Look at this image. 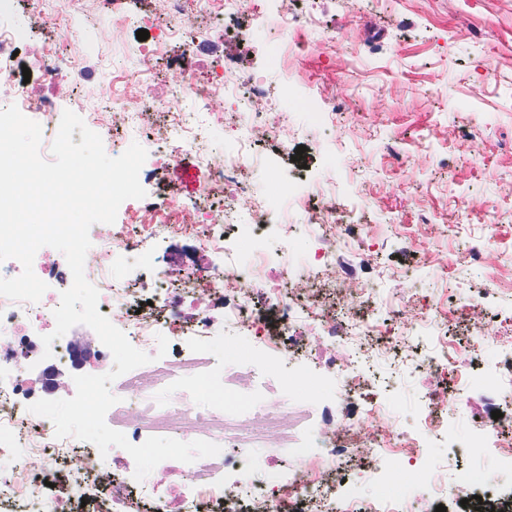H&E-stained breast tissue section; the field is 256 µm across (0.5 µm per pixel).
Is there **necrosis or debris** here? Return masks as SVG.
Listing matches in <instances>:
<instances>
[{
    "mask_svg": "<svg viewBox=\"0 0 512 512\" xmlns=\"http://www.w3.org/2000/svg\"><path fill=\"white\" fill-rule=\"evenodd\" d=\"M262 6L263 0H155L165 23L146 55H165L174 44L184 47L167 67L169 89L158 102L159 113L144 108L152 83L138 75L116 85L111 102L82 115L85 124L98 131L147 129L159 149L152 174L155 194L142 199L129 223L103 225L102 249L88 253L85 260V275L99 291V313L134 347L154 357L111 384L119 401L111 409L110 426L134 444L156 436L220 446L213 457L191 463L166 460L156 467L159 479L172 480L179 512H433L451 492L463 499L478 492L492 495L500 477L482 470L462 472L455 490H447L439 478L441 465L429 459L422 441L426 434L446 436L452 459L459 448L475 451L482 446L479 433L464 440L449 434L442 416L446 399L440 386L456 390L473 380L470 364L459 361L458 346L448 338L447 307L387 297L380 313L370 314L363 306L372 288L359 286L336 296V267L349 249L351 231L331 220L333 205L324 195H302L293 182L281 187V196L306 210L325 240L304 256L309 289L289 290V272H266L270 260L259 243L273 223L274 199L256 194L248 174L255 147L274 132L265 120L267 96L253 77L244 83L220 70L200 79L193 61L196 48L205 45L215 60H223L225 42L241 37L230 28V20L260 13ZM13 11L14 0H0V83L12 84L9 102L22 114L42 115L51 109V100L16 78L15 53L33 36L14 20ZM74 11L111 13L112 26L102 36L112 40L143 22L130 0H75L74 9H61L57 15L59 35L82 51L79 57H60L44 66L41 82L57 84L75 66L89 71L98 64L83 46L82 31L68 22ZM188 97L196 105L191 113L183 108ZM242 109L250 119L237 126L232 148L214 152L213 130ZM185 152L193 153L208 173L197 187L199 204L192 209L166 195L164 173ZM228 225L240 228L251 242L247 259H239L230 247L224 231ZM156 237L193 241L197 251L223 257L224 263L177 277L156 265L145 249V242ZM114 253L151 273V304H144L140 288L111 273L109 257ZM33 270L48 286L38 302L0 296V512H168L166 497L148 481L136 480L126 459L104 466L94 444L56 437L49 419L29 412L30 404L54 396L45 385L47 369L98 375L113 367L111 352L98 340L88 343L83 359H74V343L83 333L79 325L55 338L48 348L51 357H44L47 348L41 338L55 329L53 312L71 286L72 274L59 259L40 256ZM405 318L430 332L429 369L436 385L421 394L423 407L414 430L384 427L370 444L353 422L340 428L328 418L310 427L309 399L288 398L274 384L256 391L255 369L229 371L217 365L228 333L249 337L270 357L299 354L311 360L316 354L298 344L299 336L311 331L338 336L362 363L358 369L335 359L327 364L340 379L337 397L348 400L374 383L367 364L416 363L417 348L400 326ZM160 334L169 341L161 358L156 355ZM216 388L223 389V398L212 397ZM357 452L377 456V479L399 464L412 466L414 473L393 488L363 490L360 477L346 471Z\"/></svg>",
    "mask_w": 512,
    "mask_h": 512,
    "instance_id": "1",
    "label": "necrosis or debris"
}]
</instances>
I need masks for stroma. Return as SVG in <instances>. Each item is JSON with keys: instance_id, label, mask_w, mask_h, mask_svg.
<instances>
[{"instance_id": "35a3bbf8", "label": "stroma", "mask_w": 512, "mask_h": 512, "mask_svg": "<svg viewBox=\"0 0 512 512\" xmlns=\"http://www.w3.org/2000/svg\"><path fill=\"white\" fill-rule=\"evenodd\" d=\"M298 8L317 18L301 33L315 52L288 58L287 37L269 13L239 18L254 28V39L224 45L226 68L263 77L288 140L287 152H269L255 167L256 189L269 192L275 179L322 188L345 223L370 233L354 239L338 275L380 284L396 297L417 291L447 301L451 338L466 340L469 306L477 304L485 338L478 369L486 371L500 350L499 322L512 315V0H300ZM17 18L35 37L19 49V61L38 73L41 46H66L50 12L21 6ZM111 24L108 13L85 20V38L104 65L77 76L79 100L41 86L54 105L38 124L59 125L67 109L94 111L111 97L117 75L147 66L135 32L114 44L98 41ZM290 74L335 103L333 124L315 123L298 103L279 100ZM368 240L375 252L365 260ZM476 243L477 262L469 257ZM493 277L501 280L496 292L488 289ZM375 370L382 383L372 392L386 403L382 414L369 413L362 399L334 401L335 381L315 365L285 363L272 378L291 372L312 379L320 387L313 413L333 401L336 420L354 418L366 434L388 423L412 427L425 370L394 374L384 362ZM496 410L512 424V399L479 380L448 407V421L463 437Z\"/></svg>"}]
</instances>
